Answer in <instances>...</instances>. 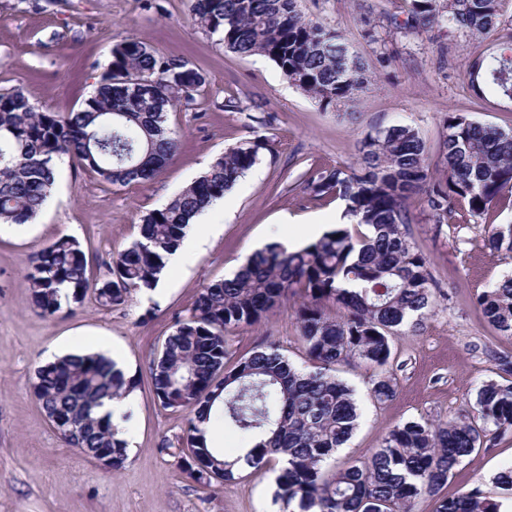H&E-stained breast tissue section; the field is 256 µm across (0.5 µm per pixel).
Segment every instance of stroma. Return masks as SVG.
<instances>
[{"label": "stroma", "instance_id": "1", "mask_svg": "<svg viewBox=\"0 0 512 512\" xmlns=\"http://www.w3.org/2000/svg\"><path fill=\"white\" fill-rule=\"evenodd\" d=\"M298 5L307 17L342 33L373 74L344 107L319 105L289 84L266 56L225 50L196 25L191 0H0V92L22 89L41 108H78L107 66L113 45L132 37L188 58L207 78L193 103L169 113L181 145L155 180L115 187L60 158L54 190L37 219L0 232V512H280L272 500L276 471L209 487L185 478L176 442L189 414L162 408L154 398L150 359L175 322L190 315L201 288L234 274L254 250L339 208V200L319 202L305 193L308 169L356 166L361 140L394 125L414 128L430 157L438 158L451 112L512 127V99L495 91L485 74L502 51L500 39L387 26V17L404 15L406 0H299ZM370 20L380 26L375 43L365 35ZM230 96L240 111H225ZM253 141L263 144L257 163L226 192L229 207L205 216L215 232L190 264L167 274L166 288L132 290L112 307L89 294L69 312L44 317L33 310L27 281L31 255L69 237L88 251L96 279H105L113 255L137 238L145 215L226 148ZM486 228L478 218L441 228L415 211L407 232L429 257L441 293L421 328L404 326L391 339L392 400L380 403L372 396L373 368H339L338 377L355 391L361 419L327 470L370 455L395 425L458 416L486 381L499 379L482 348L491 343L512 352V338L493 332L474 297L512 275V258L487 246ZM297 304L288 298L259 325L230 332L231 349L243 353L272 342L291 362L304 364ZM103 337L121 352L136 393L125 423L134 451L117 471L65 445L29 391L35 367L51 352L67 353L77 344L89 348ZM165 439L171 443L166 452L160 449ZM510 466L512 431L466 457L442 493L451 497L477 488L510 507L512 491L495 481Z\"/></svg>", "mask_w": 512, "mask_h": 512}]
</instances>
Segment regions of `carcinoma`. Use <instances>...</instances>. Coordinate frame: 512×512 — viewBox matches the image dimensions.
<instances>
[{
  "mask_svg": "<svg viewBox=\"0 0 512 512\" xmlns=\"http://www.w3.org/2000/svg\"><path fill=\"white\" fill-rule=\"evenodd\" d=\"M501 2L409 0L405 25L464 29L477 37L503 32L512 46ZM192 14L226 49L270 58L289 83L325 107L347 104L370 82L367 66L343 36L303 16L297 0H193ZM489 79L512 98V54L494 59ZM204 84L189 60L128 38L113 45L93 93L75 111L40 109L20 89L0 92V223L36 218L52 194L62 156L112 186L157 177L179 146L168 114L194 101ZM261 148L255 142L225 149L202 175L144 216L138 237L113 256L102 282L90 277L88 254L74 239L61 237L36 253L28 271L33 308L53 316L63 302H77L90 291L102 305L119 306L130 291L151 287L189 224L224 198L256 164ZM441 165L436 178L426 144L409 126L369 135L360 169L316 168L304 180L312 199L344 201L351 227L327 231L298 250L270 242L233 276L201 289L190 316L175 323L149 363L155 399L165 409L190 413L179 438L187 478L209 486L237 479L241 460L255 471L275 461L281 469L273 502L280 512H412L423 495L435 498L434 512H501V504L477 488L454 497L439 491L489 434L512 429V384L489 380L472 409L446 422L395 425L366 459L329 477L323 472L360 418L337 367L357 362L381 370L374 398L393 397L385 370L390 337L407 324L422 325L440 292L429 258L405 231L412 200L420 197L422 210L441 225L463 223L456 206L461 200L474 218L512 205L511 129L448 114ZM486 241L512 254V224L489 225ZM290 294L301 300L297 322L308 365L295 367L271 344L232 359L226 334L259 324ZM329 303L341 315H328ZM476 306L495 333L512 336V276L480 294ZM484 353L500 372L512 374L511 354L490 345ZM130 387L112 359L91 353L47 362L30 382L46 417L63 416L77 425L76 441L66 443L112 449L114 470L125 466L126 443L95 410ZM202 419L247 438L248 447L233 453L213 448L199 427Z\"/></svg>",
  "mask_w": 512,
  "mask_h": 512,
  "instance_id": "carcinoma-1",
  "label": "carcinoma"
}]
</instances>
